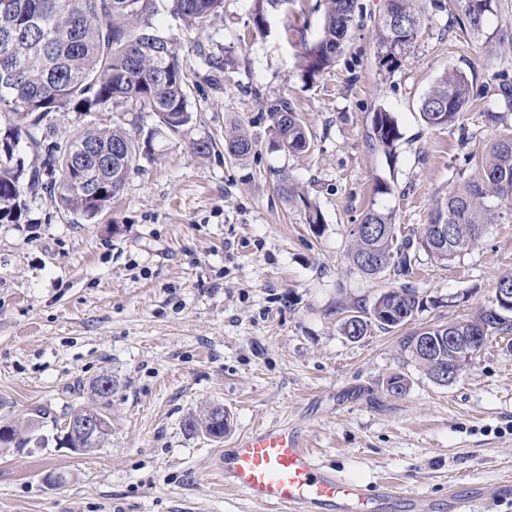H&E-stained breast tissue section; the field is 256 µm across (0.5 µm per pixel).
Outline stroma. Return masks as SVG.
Returning <instances> with one entry per match:
<instances>
[{"mask_svg":"<svg viewBox=\"0 0 512 512\" xmlns=\"http://www.w3.org/2000/svg\"><path fill=\"white\" fill-rule=\"evenodd\" d=\"M334 65L304 81L299 55L322 31L325 0H292L252 20V0H224L203 31L160 10L190 80L192 122L155 137L111 206L87 220L30 203L25 224H0V419L37 418L42 443L0 448V512H268L225 489V448L261 425L296 429L323 465L369 486L394 482L451 512L448 496L489 493L512 481V332L491 336L451 384L434 383L402 348L404 337L473 318L512 273V207L470 251L445 262L419 253L407 277L366 278L347 260L365 211H392L397 235L423 228L469 155L498 138L486 110H505L501 74L512 41L486 56L446 13L426 8L413 46L381 67L376 20L383 0H358ZM225 61L214 84L209 57ZM474 87L453 126H427L420 103L448 68ZM288 102L311 134L307 151L270 146L273 104ZM402 138L395 156L372 146L377 109ZM244 125L242 160L224 133ZM210 153L197 154L200 139ZM321 209L307 224L277 188L279 171ZM391 191L378 194L377 183ZM408 284L429 305L412 321L340 330L342 307ZM112 377V434L89 452L54 439L91 383ZM394 374L406 393L386 391ZM223 406L220 441L185 420ZM65 476L63 485L50 475Z\"/></svg>","mask_w":512,"mask_h":512,"instance_id":"35a3bbf8","label":"stroma"}]
</instances>
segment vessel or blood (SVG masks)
I'll use <instances>...</instances> for the list:
<instances>
[{"label":"vessel or blood","instance_id":"obj_1","mask_svg":"<svg viewBox=\"0 0 512 512\" xmlns=\"http://www.w3.org/2000/svg\"><path fill=\"white\" fill-rule=\"evenodd\" d=\"M224 486L247 499L281 507L282 512H378L394 498L423 512L420 494L380 487L368 490L318 463L300 434L285 425L260 428L225 449L219 464Z\"/></svg>","mask_w":512,"mask_h":512}]
</instances>
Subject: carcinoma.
Segmentation results:
<instances>
[{"mask_svg": "<svg viewBox=\"0 0 512 512\" xmlns=\"http://www.w3.org/2000/svg\"><path fill=\"white\" fill-rule=\"evenodd\" d=\"M417 0H384L377 27L385 48L380 64L389 68L398 55L415 43L423 24ZM288 0H253V22L261 29L271 10ZM165 7L171 14L200 30L224 9V0H0V224L29 222L27 195L48 194L58 207L91 219L109 206L112 183H126L138 168L148 141H140L144 119H154V137L176 133L192 121L188 74L180 47L164 36L153 18ZM448 10L452 23L470 31L489 54L511 34L486 31L488 18L498 10V0H448L437 3ZM358 0H328L322 33L305 47L302 78L311 81L331 66L342 52ZM473 97V84L463 72H445L421 102L420 115L430 127L450 126L466 111ZM60 112H109L101 123H91L75 132L65 145L51 137L50 120ZM274 145L288 152L306 150L307 129L290 104L282 102L269 112ZM367 137L385 154H394L401 133L396 120L385 110L374 112ZM44 148L40 164L25 166L19 155L21 141ZM253 141L242 127L224 133V150L232 158L250 154ZM279 190L288 202L304 211L306 221L317 228L324 223L318 205L297 189L290 176L279 175ZM512 202V130L499 135L482 157L480 171L448 190L435 209L421 238L422 249L437 261H446L470 251L482 236V228L501 218L499 204ZM361 223L378 224L374 236L351 233L347 258L351 269L369 278L386 271L407 275L416 254L407 241L398 239L392 212L370 208ZM437 224H448L453 234L445 250L435 241ZM427 299L406 285L381 293L366 308L350 305L353 315L341 322L345 336H365L372 325L392 328L412 320L424 310ZM488 321V310L456 323L468 335ZM423 335L435 341L429 355L407 336L403 349L431 376L440 365H454L457 357L448 350V326L430 328ZM91 402L73 407L67 421H77L88 412L98 416L104 431L98 438H85L63 427L72 448H99L108 440L112 419L107 412L112 390L90 387ZM211 410L191 415L185 428L221 439L227 422L210 421ZM25 443L20 430L8 422L0 430V447Z\"/></svg>", "mask_w": 512, "mask_h": 512, "instance_id": "1", "label": "carcinoma"}]
</instances>
